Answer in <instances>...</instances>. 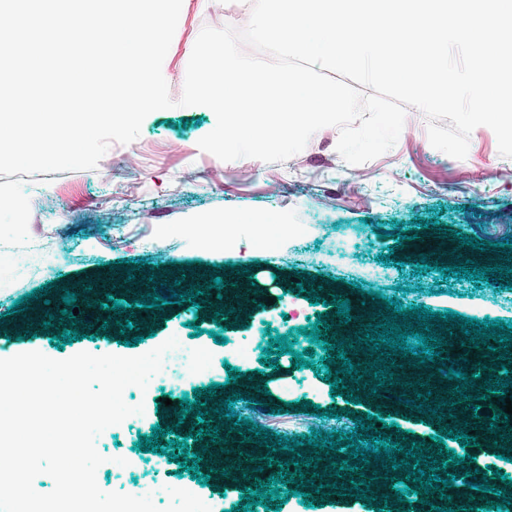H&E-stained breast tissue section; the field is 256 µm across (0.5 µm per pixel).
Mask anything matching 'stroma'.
<instances>
[{"instance_id":"obj_1","label":"stroma","mask_w":512,"mask_h":512,"mask_svg":"<svg viewBox=\"0 0 512 512\" xmlns=\"http://www.w3.org/2000/svg\"><path fill=\"white\" fill-rule=\"evenodd\" d=\"M238 0L206 5L184 0L178 26L166 55L164 77L172 98H180L194 43L203 27L237 25ZM216 125L214 112L204 106H175L149 114L138 139L127 145H111L93 170L0 175V187L11 190L14 205L26 221L14 224L9 214L0 215V357L39 351L63 360L86 351L95 355L136 356L150 351L169 337H177L207 354V370L192 374L180 392L152 389L138 394L144 404L140 420L117 434L100 436L99 452L118 451L136 461L133 481L161 480L174 488L199 496L212 512H229L239 505L241 490L233 481L223 486H204L190 474H174L161 455L135 450L139 435L150 434L158 420L168 419L165 400L180 401L194 388L221 383L226 393L245 385L267 386L253 402H236L239 418L250 420L275 434L294 437L310 430L329 433L351 431L354 416L383 411L388 424L406 430L407 442L430 446L437 424L419 423L417 409L401 400L366 395L355 414L344 411L347 398L330 394L327 381L312 369L294 368L289 356H281L278 369L262 370L259 360L270 335H283L310 326L319 308L307 294L286 292L285 282L317 283L347 298L357 289L374 292L373 311L384 312L382 297L398 298L404 306L424 305L434 312L453 311L466 318L482 319L485 306L495 308L496 318L512 322V291L441 277L439 272L416 274L409 248L398 247L396 231L419 241L434 240L448 247L445 266H453L454 251L463 250L475 265L506 264L499 242L512 236V159L498 151L494 132L480 126L470 135L465 159L457 160L433 148L426 119L408 108L403 130L395 146L380 157L353 166L336 151L339 131L326 127L316 132L303 151L282 163L253 158L224 162L200 150L199 140ZM209 217H225L238 223L237 236L223 250L201 249L185 234L184 224ZM263 218L288 227V239L277 247L254 244L250 224ZM430 220L428 228L419 219ZM356 230L361 242L344 251L336 247V233ZM493 242L481 251L460 247L457 233ZM393 253L394 263H382L378 254ZM144 259L143 275L172 272L226 277L252 282L257 301L238 320L215 325L198 308L164 305L161 314L140 327L143 342L134 347L99 337L51 346L52 330L29 326L31 309L75 283H86L111 273H122V260ZM442 293H435V286ZM28 302L23 312L11 307L20 297ZM273 303L262 306L261 301ZM197 321L203 333L191 337L189 321ZM236 342L239 352L225 356L214 335ZM243 376L228 382V367ZM311 400L321 407L342 409L341 418L317 417L301 410ZM294 410H286L287 402ZM457 455L475 456L480 482L487 467L500 469L512 479V441L497 449L493 441L482 448L464 450L447 441Z\"/></svg>"}]
</instances>
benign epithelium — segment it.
I'll return each mask as SVG.
<instances>
[{"mask_svg":"<svg viewBox=\"0 0 512 512\" xmlns=\"http://www.w3.org/2000/svg\"><path fill=\"white\" fill-rule=\"evenodd\" d=\"M123 279L127 280V285L131 286L130 292H132L136 298H141V296H145L153 291L159 292L160 295H166L169 293V290H174L177 293L181 294L185 291L190 290V287L195 286L203 291H205V295L196 298V302L202 304V307L205 310V314L207 318H214V313L219 312L221 316L218 317V320L222 321L224 318L231 316L229 310L224 307V301L217 299V297L213 296V293L217 292L223 296L227 294H235L238 292L236 288H224L221 291H216V289H207V286L211 285V279L209 278H198L191 282H181V285L176 286L174 282L178 281L176 277H165L159 278L154 281H149L148 278L144 276H137L133 279H128V276H123ZM69 291L75 293L77 295V301L74 305L67 307V310L72 311L74 309L79 310L78 315H76V319L70 321L65 320V324H70L72 322L93 330L99 329V327L104 324V320H109L110 328L104 332V335L110 336L117 329L116 320L111 318L112 312L107 311L105 309H100V305L93 302V300L87 295L85 289L80 287H71ZM359 321L360 318L356 317L351 320L348 324L344 325L342 323H335L331 331L336 333V339L341 341L345 338L349 339V342L353 343V345H358V337H359ZM393 381H395V385L391 386L395 392L399 393L401 396L406 398H411L417 391V387L413 386V383H428L427 390L433 392V394L443 393L444 395H450V387L440 382L436 377L430 376V374H423L418 369L412 365H403V367L394 368V376ZM456 418L455 423L458 426L465 427V431L474 432V437L476 440L481 441L487 437L494 438L496 434L492 433L488 430L490 420L483 417L481 419L475 418V416L466 412L461 407H455ZM210 425L220 427L219 437L226 440V443L214 444L211 442V437L206 436L203 438L201 442L193 443V450L199 451L201 447L208 446V451L204 453V459L199 463L200 470L208 473L210 469L214 468L218 470V473L212 475L213 481L219 485H224V477L219 474V470L221 468L228 466L231 468V477L236 479V484L242 488L253 487V478L257 477L259 479H264V473L270 472L275 473L280 471L278 466L274 465L270 468L265 466V461L262 460V457H277V454L272 452V450L261 446L257 443H244L242 442V436L236 432L230 431V427L224 425V419L218 418V414H213V419L210 420ZM226 449V452H221V449ZM257 458V461H251V458ZM263 467V471H256V468ZM248 472V478H243V472ZM335 468L330 466V461L326 460L324 462L318 463V468H309L302 469V472L305 474V479H314V484L322 483L333 484L336 483L338 485H344L349 483V480L359 481L361 477L359 475H349V472L342 471V477L338 478L334 476ZM319 473V476H313V473ZM444 494L453 496L452 502L448 503L444 500L439 499V493H434L428 495V500L436 506H450L452 508H457L459 506H463L465 508L473 505V502L469 501L470 494L467 490L461 486H453L451 488H447L444 491Z\"/></svg>","mask_w":512,"mask_h":512,"instance_id":"1","label":"benign epithelium"}]
</instances>
